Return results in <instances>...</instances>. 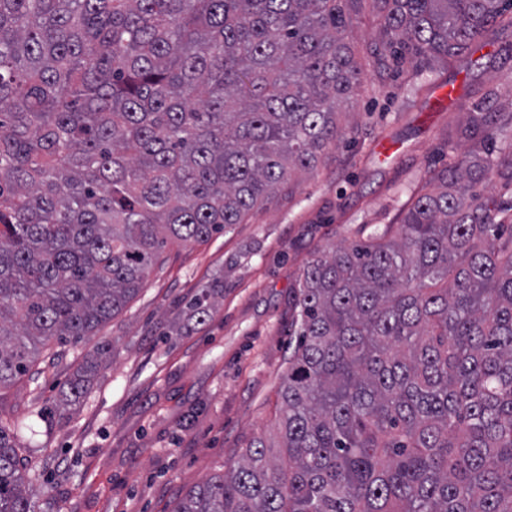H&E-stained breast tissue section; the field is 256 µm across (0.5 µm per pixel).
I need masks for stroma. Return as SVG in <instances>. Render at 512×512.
I'll return each mask as SVG.
<instances>
[{
    "label": "stroma",
    "instance_id": "1",
    "mask_svg": "<svg viewBox=\"0 0 512 512\" xmlns=\"http://www.w3.org/2000/svg\"><path fill=\"white\" fill-rule=\"evenodd\" d=\"M379 21L362 0L347 32L365 77L344 105V134L316 168L201 244L165 250L137 295L93 336L46 352L38 380L0 390L18 423L35 512H174L187 491L277 433L293 289L319 249L399 224L416 193L470 147L458 138L475 103L512 110V26L492 43L371 75ZM222 287L205 324L188 301ZM112 358L67 414L68 379L102 343Z\"/></svg>",
    "mask_w": 512,
    "mask_h": 512
}]
</instances>
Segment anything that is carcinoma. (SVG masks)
Instances as JSON below:
<instances>
[{
  "label": "carcinoma",
  "mask_w": 512,
  "mask_h": 512,
  "mask_svg": "<svg viewBox=\"0 0 512 512\" xmlns=\"http://www.w3.org/2000/svg\"><path fill=\"white\" fill-rule=\"evenodd\" d=\"M360 0H0V389L119 314L317 166L362 82ZM377 70L487 41L512 0H370ZM475 106L462 134L512 138ZM496 182L504 199L473 191ZM394 235L315 251L294 288L277 445L174 512H512V143L477 148ZM205 288L189 304L202 324ZM101 345L67 383L84 397ZM0 512H35L0 418Z\"/></svg>",
  "instance_id": "1"
}]
</instances>
